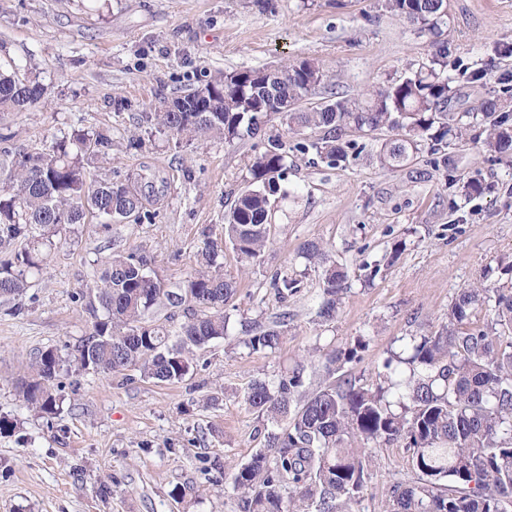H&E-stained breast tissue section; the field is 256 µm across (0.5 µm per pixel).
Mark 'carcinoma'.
Wrapping results in <instances>:
<instances>
[{"label":"carcinoma","instance_id":"cac0c4a2","mask_svg":"<svg viewBox=\"0 0 512 512\" xmlns=\"http://www.w3.org/2000/svg\"><path fill=\"white\" fill-rule=\"evenodd\" d=\"M443 5L444 0H386L388 9L435 37L441 36ZM276 72L272 82L256 70L214 76L181 96L184 101L207 92V111L168 109L157 113L156 124L188 142L221 137L230 143L258 134L256 115L283 109L291 133L325 130L323 137L295 148L315 150L330 166L362 152L344 139L347 129L399 131L379 153L380 163L392 169L411 164L428 141L449 145L467 137L480 141L492 157L512 158V112L503 110L500 95L486 99L477 111L450 112L456 90L434 67L367 97L341 98L311 111L294 105L316 87L337 82L340 74L310 60ZM44 93L37 75L15 65L0 69V112H27ZM111 144L105 132L75 130L42 152L10 161L6 182L0 184V249L17 250L0 260L1 299L25 293L28 277L41 270L60 227L82 224L88 215L105 224L152 218L134 184L99 179L88 171L87 156L103 155ZM250 174V187L224 218V240L246 263L257 261L268 241L270 197L288 177L284 145L269 142L254 155ZM221 252L216 242H203L200 267L181 293L161 288L150 275L148 256L136 251L112 256L90 288L93 331L65 357L54 349L41 352L20 381L24 400L41 414H58L51 385L66 365L116 373L137 368L160 382L192 374L193 350L227 337L224 307L237 282L224 277ZM301 254L327 262L325 246L317 241L305 242ZM344 280L336 268L325 270L320 321L336 318ZM272 287L286 300L299 291L301 281L280 272ZM163 295L172 306L191 304V317L180 326L175 345L169 344L165 327L146 321ZM477 309L486 311L480 324L470 322ZM287 335L285 313L249 331L239 344L251 353L272 354ZM361 348L359 343L326 358L325 373L337 379L312 391L307 362L313 350L276 380H258L247 388L245 403L270 429L264 449L233 474L240 512H353L373 453L388 445L406 450L417 480L390 486L386 512H503L502 505L512 503V291L485 285L463 289L438 330L409 337L401 352L383 360L374 387L342 371L359 358ZM351 436L365 447H347Z\"/></svg>","mask_w":512,"mask_h":512}]
</instances>
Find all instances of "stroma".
I'll list each match as a JSON object with an SVG mask.
<instances>
[{
  "label": "stroma",
  "instance_id": "1",
  "mask_svg": "<svg viewBox=\"0 0 512 512\" xmlns=\"http://www.w3.org/2000/svg\"><path fill=\"white\" fill-rule=\"evenodd\" d=\"M0 0V62L37 72L46 92L29 112L0 113V181L14 155L47 148L75 129L106 130L107 157L92 158L103 179H129L146 196L150 221L109 225L95 218L63 227L25 294L0 300V416L16 429L0 434V512H239L232 476L262 449V425L244 402L256 380L277 378L311 348L321 354L363 340L345 369L374 386L377 366L406 338L437 330L458 293L481 280L512 289V163L466 139L422 151L409 166L380 164L390 130L347 131L359 158L332 167L297 142L281 113L261 118L257 137L195 146L158 129L154 116L171 98L220 72L317 60L341 75L300 107L386 87L431 66L432 36L386 8L384 0ZM442 41L445 72L464 90L462 112L512 77V58L494 57L512 40V0H447ZM486 72L483 85L466 75ZM288 148V177L270 201L269 243L242 266L224 250V273L237 282L226 306L228 336L196 350L192 375L180 382L120 374L62 371L52 391L54 418L25 407L18 383L33 357L66 352L94 322L77 293L97 280L117 252L153 256L164 288L182 285L204 238L222 240L224 214L249 187L250 159L268 139ZM141 140L138 149L130 148ZM476 177L487 190L460 198L458 180ZM315 240L348 275L334 321L320 322L322 264L299 257ZM397 260H390L391 251ZM381 270L368 279L365 266ZM287 272L300 291L281 300L271 280ZM288 319L273 354L237 346L244 330ZM416 478L404 449L373 456L359 512H385L392 482ZM186 490L184 500L171 496Z\"/></svg>",
  "mask_w": 512,
  "mask_h": 512
}]
</instances>
